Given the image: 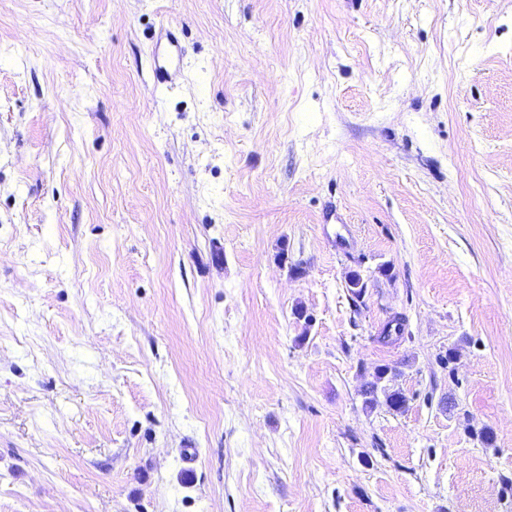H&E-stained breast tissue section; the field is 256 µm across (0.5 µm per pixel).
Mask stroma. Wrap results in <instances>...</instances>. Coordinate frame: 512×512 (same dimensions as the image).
<instances>
[{"instance_id":"35a3bbf8","label":"stroma","mask_w":512,"mask_h":512,"mask_svg":"<svg viewBox=\"0 0 512 512\" xmlns=\"http://www.w3.org/2000/svg\"><path fill=\"white\" fill-rule=\"evenodd\" d=\"M0 512H512V0H0ZM389 375H395L393 369L387 365L381 366L378 375L376 376L377 381L370 383L364 391L363 395L365 396V404L366 406L373 408L378 403V392L381 391L385 396V402L389 408L393 409L396 412L404 411L407 406L409 399L400 390H392L389 391V388L386 385L379 386V383L384 381Z\"/></svg>"}]
</instances>
